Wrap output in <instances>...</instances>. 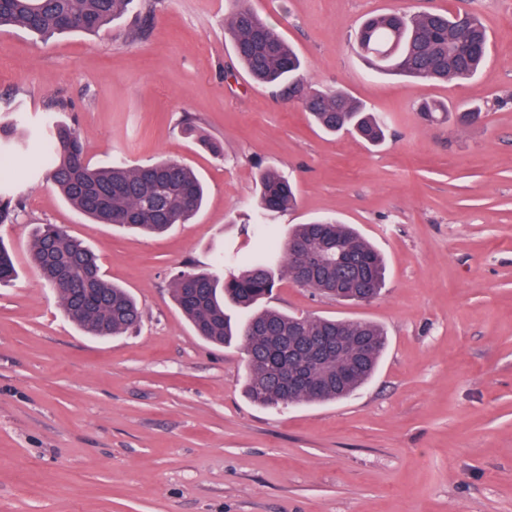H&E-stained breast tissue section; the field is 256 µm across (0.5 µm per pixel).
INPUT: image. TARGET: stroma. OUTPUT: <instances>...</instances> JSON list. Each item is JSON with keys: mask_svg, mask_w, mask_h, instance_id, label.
<instances>
[{"mask_svg": "<svg viewBox=\"0 0 512 512\" xmlns=\"http://www.w3.org/2000/svg\"><path fill=\"white\" fill-rule=\"evenodd\" d=\"M253 4L314 87L385 116L383 146L324 134L256 85L224 37L226 0H134L94 36L0 29V111L38 129L64 100L92 164L175 159L207 187L193 223L146 237L90 223L27 160L0 173L22 200L0 226L19 273L0 284V512H512V0ZM448 9L488 30L467 82L378 75L354 49L371 13ZM424 101L483 119L426 125ZM188 119L221 155L184 134ZM261 166L299 189L280 232L335 218L384 256L371 302L287 278L270 298L384 329L377 373L346 400L251 403L241 349L202 340L171 297L175 274L246 245ZM38 224L99 254L140 303L137 331L100 339L68 319L29 263Z\"/></svg>", "mask_w": 512, "mask_h": 512, "instance_id": "stroma-1", "label": "stroma"}]
</instances>
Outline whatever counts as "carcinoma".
I'll list each match as a JSON object with an SVG mask.
<instances>
[{
	"instance_id": "obj_1",
	"label": "carcinoma",
	"mask_w": 512,
	"mask_h": 512,
	"mask_svg": "<svg viewBox=\"0 0 512 512\" xmlns=\"http://www.w3.org/2000/svg\"><path fill=\"white\" fill-rule=\"evenodd\" d=\"M133 0H0V27L16 26L42 37L60 33H97L121 18ZM224 33L247 74L276 95L300 101L315 124L327 133L347 131L371 146L386 138L385 118L350 94L317 89L306 82L304 64L295 50L250 0H231ZM489 37L482 23L467 13L421 11L378 13L368 17L356 36L362 59L377 72H391L415 81H464L487 61ZM418 118L432 124L448 112L434 101L420 103ZM15 136L30 161L47 166V178L63 198L85 217L146 235L187 224L203 205L205 190L194 171L178 160L161 159L128 166L96 167L86 159L73 125L51 122L46 134L24 141L11 122L0 125V138ZM50 159H45L46 147ZM258 234L265 245L243 259L226 253L224 276L192 269L171 282L173 299L198 336L216 346L239 343L244 351V391L262 407L336 401L362 387L374 374L386 348L384 330L371 322L297 316L263 304L285 276L298 280L304 258L289 249L300 242L318 256L308 268L306 287L320 294L336 287V253L352 263L339 301L360 302L364 289L378 295L385 282L380 253L353 227L334 220L296 224L276 237L267 219L298 203L294 185L274 169L258 176ZM20 203L0 193V224H12ZM31 260L43 281L56 291L67 317L91 336H118L138 326L137 300L102 274L97 255L62 227L36 229ZM17 274L14 255L0 240V283ZM303 336L323 343L342 336V348L331 347L306 365L307 388H290L279 371L293 370V340ZM369 340L368 357L358 342Z\"/></svg>"
}]
</instances>
